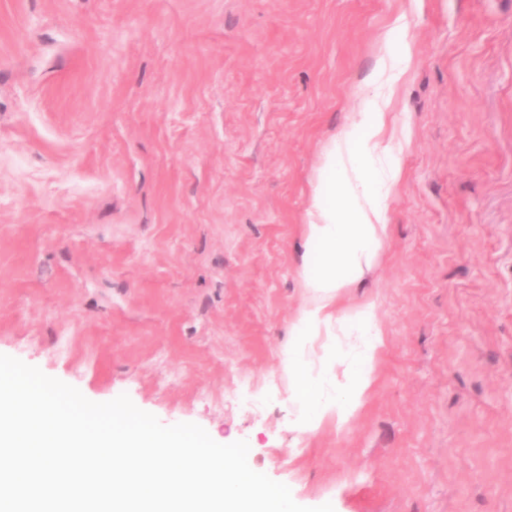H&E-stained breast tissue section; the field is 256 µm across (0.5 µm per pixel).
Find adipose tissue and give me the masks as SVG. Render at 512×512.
<instances>
[{
    "mask_svg": "<svg viewBox=\"0 0 512 512\" xmlns=\"http://www.w3.org/2000/svg\"><path fill=\"white\" fill-rule=\"evenodd\" d=\"M385 114L375 109L346 126L325 150L309 200L300 276L306 300L288 329L281 367L301 406L298 427L316 431L325 421L345 424L372 385V360L381 336L372 306L336 315V301L352 278L370 268L382 247L387 221L384 188L397 179L395 166L373 164L384 153ZM339 327L336 347L324 351L316 380L305 359L322 332Z\"/></svg>",
    "mask_w": 512,
    "mask_h": 512,
    "instance_id": "adipose-tissue-1",
    "label": "adipose tissue"
}]
</instances>
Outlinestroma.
I'll return each mask as SVG.
<instances>
[{"label":"stroma","mask_w":512,"mask_h":512,"mask_svg":"<svg viewBox=\"0 0 512 512\" xmlns=\"http://www.w3.org/2000/svg\"><path fill=\"white\" fill-rule=\"evenodd\" d=\"M384 142L373 383L303 433L281 369L329 142ZM0 354L193 422L304 506L512 512V0H0ZM409 59V47H407L401 56V58L391 63L386 56H381L377 60V63L365 81V87L373 91L372 100L382 99L386 104L389 99V94L392 91V86L397 78V74L394 70H400L402 65H405ZM388 90L389 94L385 93Z\"/></svg>","instance_id":"35a3bbf8"}]
</instances>
